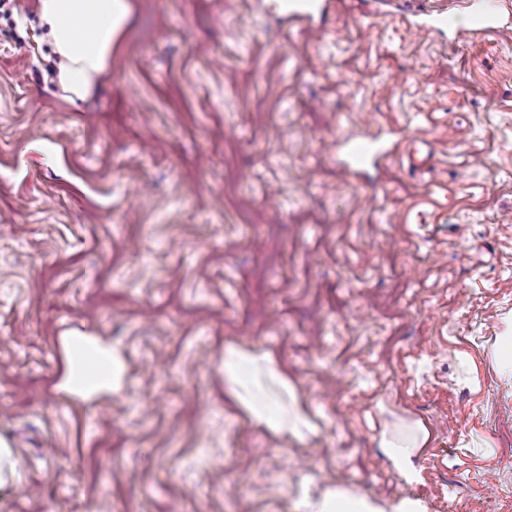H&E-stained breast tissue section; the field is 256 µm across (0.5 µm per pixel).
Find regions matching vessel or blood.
<instances>
[{
    "instance_id": "1",
    "label": "vessel or blood",
    "mask_w": 512,
    "mask_h": 512,
    "mask_svg": "<svg viewBox=\"0 0 512 512\" xmlns=\"http://www.w3.org/2000/svg\"><path fill=\"white\" fill-rule=\"evenodd\" d=\"M278 9L289 19L327 24L330 16L326 0H277ZM418 11L428 28L451 33L500 34L512 30V13L505 11L501 0H449L437 8L431 0H418ZM344 168L352 173L382 163L391 152L371 135L343 139L340 147Z\"/></svg>"
}]
</instances>
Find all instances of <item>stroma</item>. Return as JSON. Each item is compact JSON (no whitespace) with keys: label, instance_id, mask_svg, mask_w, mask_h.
Returning a JSON list of instances; mask_svg holds the SVG:
<instances>
[{"label":"stroma","instance_id":"35a3bbf8","mask_svg":"<svg viewBox=\"0 0 512 512\" xmlns=\"http://www.w3.org/2000/svg\"><path fill=\"white\" fill-rule=\"evenodd\" d=\"M36 2L0 7V512H305L333 485L512 512V32L419 31L384 0H330L323 29L132 0L74 106ZM359 134L395 157L348 173ZM83 329L124 368L91 400L60 387ZM233 346L272 356L312 432L251 423ZM412 433L409 484L381 438Z\"/></svg>","mask_w":512,"mask_h":512}]
</instances>
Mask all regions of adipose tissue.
<instances>
[{
    "label": "adipose tissue",
    "mask_w": 512,
    "mask_h": 512,
    "mask_svg": "<svg viewBox=\"0 0 512 512\" xmlns=\"http://www.w3.org/2000/svg\"><path fill=\"white\" fill-rule=\"evenodd\" d=\"M40 18L57 58V84L68 102L88 98L112 66V52L131 18L130 0H38ZM90 348L93 369L78 374L77 347ZM67 367L61 383L66 391L89 399L118 389L121 357L112 345L94 336L77 337L66 349ZM224 377L234 401L252 423L277 435L303 436L311 423L302 409L284 410L268 392L276 387L291 393L287 375L268 353L230 348L224 353ZM309 512H426L420 500L402 497L389 505L363 498L343 486H332L310 503Z\"/></svg>",
    "instance_id": "1"
}]
</instances>
